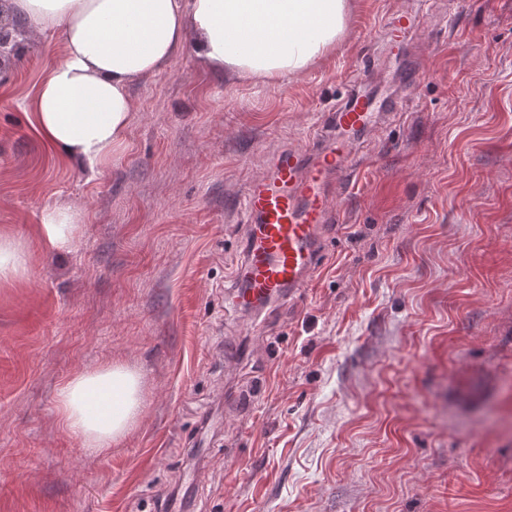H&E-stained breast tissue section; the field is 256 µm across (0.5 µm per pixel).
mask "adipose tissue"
Listing matches in <instances>:
<instances>
[{
    "label": "adipose tissue",
    "mask_w": 512,
    "mask_h": 512,
    "mask_svg": "<svg viewBox=\"0 0 512 512\" xmlns=\"http://www.w3.org/2000/svg\"><path fill=\"white\" fill-rule=\"evenodd\" d=\"M26 31L60 29L62 58L40 82L31 125L59 158L100 173L126 144L135 117L129 93L192 45L196 58L239 80L275 82L335 48L348 0H11ZM81 213L45 209L43 249L67 248ZM25 244L0 232V277L27 279ZM65 427L86 447L123 439L144 408L142 375L110 363L73 376L59 392Z\"/></svg>",
    "instance_id": "ef3b65f1"
}]
</instances>
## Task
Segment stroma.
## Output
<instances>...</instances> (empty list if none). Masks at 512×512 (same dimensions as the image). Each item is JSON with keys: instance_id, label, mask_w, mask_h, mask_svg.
<instances>
[{"instance_id": "stroma-1", "label": "stroma", "mask_w": 512, "mask_h": 512, "mask_svg": "<svg viewBox=\"0 0 512 512\" xmlns=\"http://www.w3.org/2000/svg\"><path fill=\"white\" fill-rule=\"evenodd\" d=\"M411 0H350L305 72L268 85L190 51L131 88L125 147L89 176L27 118L63 54L29 39L0 66V232L31 254L0 278V512H512V0H433L394 121L331 205L325 262L280 309L226 300L235 208L310 136L374 29ZM79 205L45 252L44 209ZM145 408L111 448L62 425L58 392L107 361Z\"/></svg>"}]
</instances>
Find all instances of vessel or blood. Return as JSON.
Returning <instances> with one entry per match:
<instances>
[{"label":"vessel or blood","instance_id":"vessel-or-blood-1","mask_svg":"<svg viewBox=\"0 0 512 512\" xmlns=\"http://www.w3.org/2000/svg\"><path fill=\"white\" fill-rule=\"evenodd\" d=\"M424 14L406 10L379 30L378 56L360 59L359 84L327 115L310 150L277 152L267 174L251 181L243 198L247 224L244 259L230 295L235 308H260L291 299L317 269L326 246L333 189L349 182L359 165L364 134L396 111L394 94L360 87L384 53H401Z\"/></svg>","mask_w":512,"mask_h":512}]
</instances>
